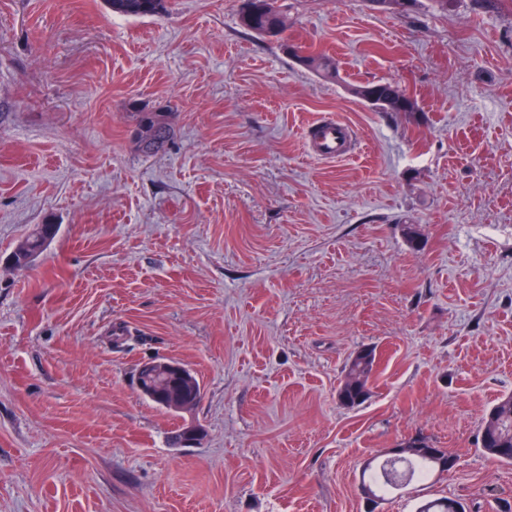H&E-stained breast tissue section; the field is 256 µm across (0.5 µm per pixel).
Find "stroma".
I'll list each match as a JSON object with an SVG mask.
<instances>
[{
    "instance_id": "stroma-1",
    "label": "stroma",
    "mask_w": 512,
    "mask_h": 512,
    "mask_svg": "<svg viewBox=\"0 0 512 512\" xmlns=\"http://www.w3.org/2000/svg\"><path fill=\"white\" fill-rule=\"evenodd\" d=\"M241 2L0 0V512H366L365 462L419 432L457 464L380 512H500L512 465L480 438L512 393V0H278L335 81ZM372 81L419 111L352 95ZM138 105L171 114L150 156ZM328 116L348 159L306 150ZM37 224L59 231L12 267ZM363 348L372 396L340 406ZM155 357L197 375L192 410L140 394ZM112 13L129 17L155 16L167 9V0H105ZM251 2L254 9L246 12L243 4ZM238 14L239 25L246 31L259 37L280 42L285 49L296 48L288 46L285 42L284 34L288 30V19L286 13L278 5L274 10L264 8L265 0H243ZM299 50V48H297ZM297 55L298 62L326 79L336 80L337 69L335 59L325 52L303 53Z\"/></svg>"
}]
</instances>
